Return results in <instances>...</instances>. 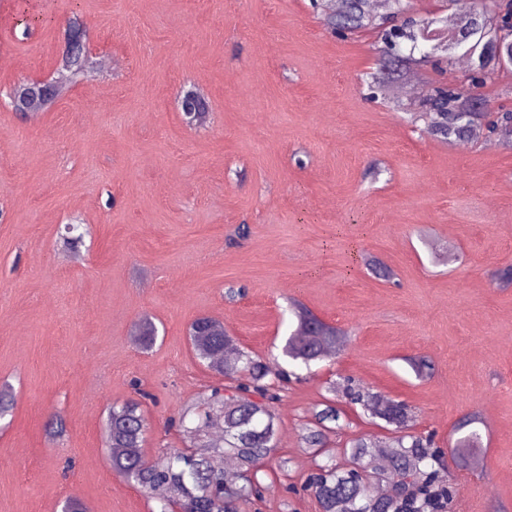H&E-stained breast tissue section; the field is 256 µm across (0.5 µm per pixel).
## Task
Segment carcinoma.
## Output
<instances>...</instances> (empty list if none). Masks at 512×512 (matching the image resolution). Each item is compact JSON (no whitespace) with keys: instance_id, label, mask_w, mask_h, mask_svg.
<instances>
[{"instance_id":"obj_1","label":"carcinoma","mask_w":512,"mask_h":512,"mask_svg":"<svg viewBox=\"0 0 512 512\" xmlns=\"http://www.w3.org/2000/svg\"><path fill=\"white\" fill-rule=\"evenodd\" d=\"M475 5V12L461 17L444 42L436 38L431 22L405 17L400 24L382 32L380 54H402L410 62L416 52L423 59L443 52L451 59L459 49L477 40L487 16L501 13L512 18V0H475ZM326 25L338 35L372 29L376 20L369 0H340L336 14L326 18ZM40 89L52 94L47 86L40 88L19 81L12 86L11 97L21 104L30 93ZM462 106L463 95L458 89L434 84L419 99L417 110L431 115L426 133L450 143L469 140L476 128L483 127L493 134L499 127L512 124V111L496 116L486 110L462 113ZM87 234L88 228L80 221L65 225L64 247L80 252ZM293 314L296 327L286 340L283 354L296 365L309 369L311 364L332 356L344 342L341 329L304 307L294 305ZM137 336L142 349L151 348L157 338L152 322L140 320ZM189 337L197 358L206 368L232 381L224 391H214L193 419L195 436L219 428L221 438L206 441L196 451L165 453L149 459L143 454L147 421L139 403L131 400L112 405L108 412L105 442L109 460L115 473L159 503V512H173L175 507L180 512H238L240 503L264 489L257 473L275 448L278 423L273 404L279 396L267 379L271 375L286 379L290 373L238 349L224 325L209 316L192 322ZM244 391L253 392L258 399L243 396ZM339 393L348 403L360 405L370 418L392 427V432L384 438L365 434L355 439L351 445L355 464L352 469L342 470L334 464L317 468L309 479L308 489L318 498L322 512H446L454 488L443 482L440 471L434 469L438 455L432 440L404 431L409 415L406 404L365 390L351 379ZM340 417L341 411L333 405L315 413L313 422L305 428L306 447L320 455L325 453L323 427L327 422H338ZM456 431L463 435L454 443V454L465 464L481 447V434L471 426L468 416L460 421ZM383 455L388 462L385 475L395 485V491L387 497L374 494L358 472V468ZM221 457L237 462L239 480L224 478V470L214 463Z\"/></svg>"}]
</instances>
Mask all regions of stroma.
I'll use <instances>...</instances> for the list:
<instances>
[{
	"instance_id": "1",
	"label": "stroma",
	"mask_w": 512,
	"mask_h": 512,
	"mask_svg": "<svg viewBox=\"0 0 512 512\" xmlns=\"http://www.w3.org/2000/svg\"><path fill=\"white\" fill-rule=\"evenodd\" d=\"M23 11L48 18L26 40L12 33ZM75 13L109 67L38 117L13 111L7 91L52 74ZM376 41L332 34L312 0H0V387L14 395L0 512H61L71 495L91 512H157L112 471L108 408L145 392L146 456L187 450L172 418L225 384L190 323L219 319L279 362L294 299L346 343L280 389L265 489L239 512H322L308 476L330 458L350 467L351 441L378 431L331 392L347 377L405 402L409 432L445 451L477 414L478 458L446 451L450 512H512V286L491 279L512 258V148L460 150L412 122L401 85L464 79L446 58L388 64L389 96L370 98ZM191 86L209 101L202 127L179 108ZM75 217L90 228L77 257L59 242ZM145 317L148 351L133 339ZM419 355L423 378L407 363ZM328 404L345 415L316 456L302 427Z\"/></svg>"
}]
</instances>
